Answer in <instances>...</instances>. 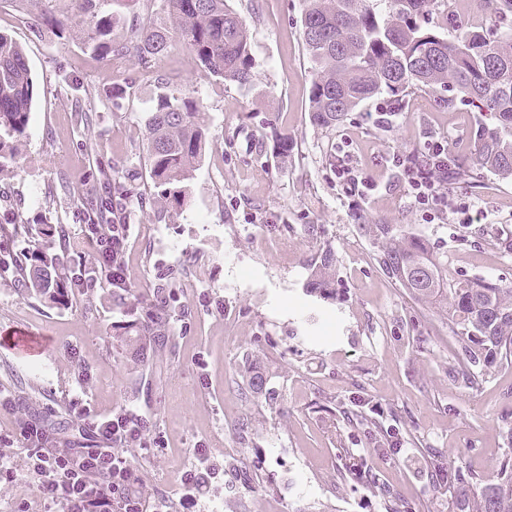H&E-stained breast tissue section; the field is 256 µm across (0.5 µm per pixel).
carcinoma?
Masks as SVG:
<instances>
[{
    "mask_svg": "<svg viewBox=\"0 0 512 512\" xmlns=\"http://www.w3.org/2000/svg\"><path fill=\"white\" fill-rule=\"evenodd\" d=\"M76 12L54 19L60 28L83 27L95 18L85 47L102 58L158 59L180 43L209 75L240 86L252 84L255 59L247 25L228 0H161L159 13L128 38L112 40L115 14H97L96 0H69ZM499 20V32L474 28L443 36L430 18L447 7L445 0H303L302 34L313 65L309 94L310 121L332 129L363 103L387 95L395 103L415 90H441L450 108L471 105L493 114L496 127L481 131L474 148L459 160L460 175L485 169L512 177V0H485ZM34 82L23 49L0 32V160L15 159L26 137ZM147 157L153 200L177 214L187 203L186 183L193 177L206 142L200 104L183 94H161L145 120ZM90 181L106 193L82 200L86 233L97 239L121 230L131 190L109 163L96 162ZM381 244L386 275L418 301L434 303L448 315V330L461 341L467 381L497 359L512 357V287L486 279L455 281L444 261L422 239L394 232L389 224H364ZM23 259L10 265L17 286L57 305H67L89 281L75 263L60 224H41ZM336 258L327 251L314 266L307 289L329 294ZM97 266L110 272L103 286L129 288L124 254L107 251ZM174 315L164 298L150 304L147 321L137 327L142 361L165 353L172 341ZM449 512H512V457L495 479L457 470L448 477Z\"/></svg>",
    "mask_w": 512,
    "mask_h": 512,
    "instance_id": "1",
    "label": "carcinoma"
}]
</instances>
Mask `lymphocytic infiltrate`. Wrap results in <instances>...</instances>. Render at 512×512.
Returning a JSON list of instances; mask_svg holds the SVG:
<instances>
[{
    "mask_svg": "<svg viewBox=\"0 0 512 512\" xmlns=\"http://www.w3.org/2000/svg\"><path fill=\"white\" fill-rule=\"evenodd\" d=\"M451 163L448 143L441 139L429 141L423 151L392 157L411 205L426 219L451 209L461 223H481L486 214L474 200L449 199L448 181L454 175ZM86 423L95 442L73 453L36 447L45 427L35 420L20 425V437L33 444L26 466L39 477L38 501L58 506L61 512H143L140 476L122 453L124 447L140 442L141 422L123 413L90 417Z\"/></svg>",
    "mask_w": 512,
    "mask_h": 512,
    "instance_id": "f902f5d3",
    "label": "lymphocytic infiltrate"
}]
</instances>
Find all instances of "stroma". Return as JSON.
I'll return each instance as SVG.
<instances>
[{"label": "stroma", "instance_id": "35a3bbf8", "mask_svg": "<svg viewBox=\"0 0 512 512\" xmlns=\"http://www.w3.org/2000/svg\"><path fill=\"white\" fill-rule=\"evenodd\" d=\"M245 18L255 59L248 87L206 76L176 47L148 64L93 58L77 34L46 15L60 0L17 9L0 0V30L25 51L34 100L21 155L0 169V224L65 225L82 253L85 226L77 199L97 160L112 162L146 207L130 216L124 255L132 286L122 295L90 288L53 306L0 281V388L32 393L34 410L0 415V455L25 465L27 450L10 437L30 416L69 435L80 410L144 419L145 447L125 449L138 469L148 506H174L181 478L198 468L197 512H448L444 477L427 463L497 476L512 444L501 418L512 414V360L465 383L460 343L444 312L416 301L379 264L364 225L389 224L420 237L457 281L512 285V179L481 170L448 185L486 209L479 224L445 213L425 223L384 167L396 151L447 139L468 150L488 114L439 103L415 91L389 128L366 127L367 101L335 129L309 119L310 63L302 0H231ZM159 0H102L124 26L155 17ZM188 92L206 114L208 139L189 183L187 205L170 216L157 203L146 166L144 117L163 92ZM89 121H81V112ZM286 135V159L274 151ZM351 159L384 188L349 207L336 181L334 154ZM336 256L333 293H307L312 265ZM177 293L172 347L154 366L122 327L131 313ZM260 371L269 396L246 376ZM377 429L351 424L356 413ZM397 454H390V447ZM364 464L385 494L344 477Z\"/></svg>", "mask_w": 512, "mask_h": 512}]
</instances>
